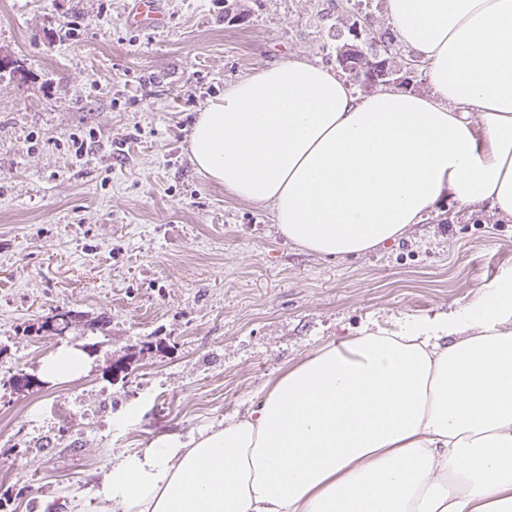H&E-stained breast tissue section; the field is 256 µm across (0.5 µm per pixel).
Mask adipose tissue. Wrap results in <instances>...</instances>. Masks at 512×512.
Masks as SVG:
<instances>
[{
  "label": "adipose tissue",
  "instance_id": "1",
  "mask_svg": "<svg viewBox=\"0 0 512 512\" xmlns=\"http://www.w3.org/2000/svg\"><path fill=\"white\" fill-rule=\"evenodd\" d=\"M385 8L429 94H362L292 56L189 135L199 172L324 257L393 242L445 199L512 220V0ZM92 496L100 512H512V271L461 309L317 349L223 427L114 456Z\"/></svg>",
  "mask_w": 512,
  "mask_h": 512
}]
</instances>
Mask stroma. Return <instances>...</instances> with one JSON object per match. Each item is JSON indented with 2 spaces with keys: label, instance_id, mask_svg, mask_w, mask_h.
I'll list each match as a JSON object with an SVG mask.
<instances>
[{
  "label": "stroma",
  "instance_id": "1",
  "mask_svg": "<svg viewBox=\"0 0 512 512\" xmlns=\"http://www.w3.org/2000/svg\"><path fill=\"white\" fill-rule=\"evenodd\" d=\"M129 0H0V494L7 512H99L113 455L243 417L288 367L366 327L470 302L512 268V221L443 201L405 236L326 259L269 207L198 172L209 101L289 55L387 59L427 93L385 0H164L157 32ZM84 142L76 153L71 139ZM67 315L62 335L43 322ZM95 347L78 375L42 371ZM125 26L134 31L158 30L166 26L168 14L162 0H131Z\"/></svg>",
  "mask_w": 512,
  "mask_h": 512
}]
</instances>
